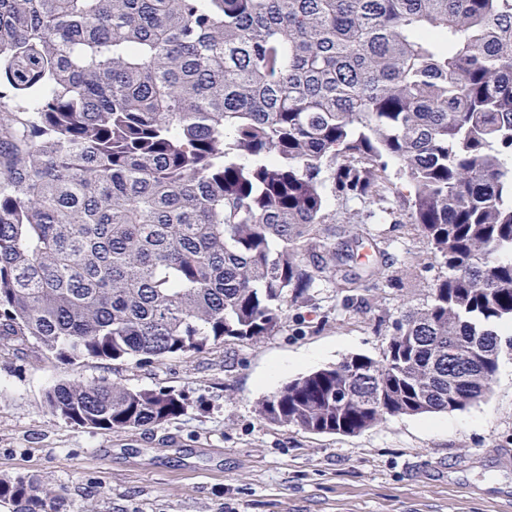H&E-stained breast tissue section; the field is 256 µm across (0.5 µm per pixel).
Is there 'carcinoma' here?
<instances>
[{
    "instance_id": "carcinoma-1",
    "label": "carcinoma",
    "mask_w": 512,
    "mask_h": 512,
    "mask_svg": "<svg viewBox=\"0 0 512 512\" xmlns=\"http://www.w3.org/2000/svg\"><path fill=\"white\" fill-rule=\"evenodd\" d=\"M390 191L446 269L430 303L379 358L286 383L266 421L355 435L490 392L512 321V0H0L1 347L76 365L255 342L309 289L376 274L319 225L331 195ZM45 403L111 433L184 410L115 381ZM63 499L0 478L9 512Z\"/></svg>"
}]
</instances>
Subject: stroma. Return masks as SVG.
Wrapping results in <instances>:
<instances>
[{
	"label": "stroma",
	"mask_w": 512,
	"mask_h": 512,
	"mask_svg": "<svg viewBox=\"0 0 512 512\" xmlns=\"http://www.w3.org/2000/svg\"><path fill=\"white\" fill-rule=\"evenodd\" d=\"M321 227L339 248L376 242L382 272L347 300L330 284L288 306L256 343L155 363L71 366L34 341L0 352V477L63 489L65 512H512V349L485 400L390 419L355 436L309 434L256 408L288 381L353 354L380 357L392 324L431 300L441 262L398 198H331ZM73 378L172 390L183 413L109 433L53 416L44 396Z\"/></svg>",
	"instance_id": "35a3bbf8"
}]
</instances>
